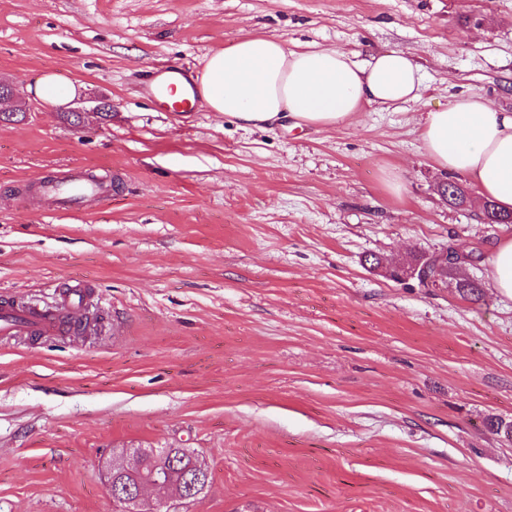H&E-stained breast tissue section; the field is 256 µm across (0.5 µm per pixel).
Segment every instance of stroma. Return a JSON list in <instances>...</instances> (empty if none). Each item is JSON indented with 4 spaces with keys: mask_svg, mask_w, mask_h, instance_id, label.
<instances>
[{
    "mask_svg": "<svg viewBox=\"0 0 512 512\" xmlns=\"http://www.w3.org/2000/svg\"><path fill=\"white\" fill-rule=\"evenodd\" d=\"M246 35L409 54L421 98L317 131L147 95L148 72ZM47 73L83 127L34 96ZM0 80L29 105L0 123V296L81 284L101 325L0 339V512H116L125 448L205 460L188 512H512V442L485 425L512 421V299L489 264L512 224L479 219L468 175L450 207L420 134L463 95L512 112V0H0ZM89 175L119 188L76 212L39 191ZM451 247L478 252L457 273L480 300L388 275Z\"/></svg>",
    "mask_w": 512,
    "mask_h": 512,
    "instance_id": "1",
    "label": "stroma"
}]
</instances>
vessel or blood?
<instances>
[{"instance_id":"b4317fda","label":"vessel or blood","mask_w":512,"mask_h":512,"mask_svg":"<svg viewBox=\"0 0 512 512\" xmlns=\"http://www.w3.org/2000/svg\"><path fill=\"white\" fill-rule=\"evenodd\" d=\"M183 72L178 67H170L156 74L147 92L160 99L168 111L184 114L197 111L200 97L196 86L185 85ZM47 194L59 198L68 208H79L89 196L99 194V185L88 182H73L69 185L47 184ZM88 297L75 287L53 303L14 301L0 306V337H39L60 336L75 332L88 335L93 331L92 324L85 321Z\"/></svg>"}]
</instances>
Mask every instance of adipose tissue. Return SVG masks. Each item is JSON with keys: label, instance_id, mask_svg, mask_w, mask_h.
Returning <instances> with one entry per match:
<instances>
[{"label": "adipose tissue", "instance_id": "adipose-tissue-1", "mask_svg": "<svg viewBox=\"0 0 512 512\" xmlns=\"http://www.w3.org/2000/svg\"><path fill=\"white\" fill-rule=\"evenodd\" d=\"M203 101L242 126L267 130L292 120L324 130L352 121L365 108L418 100L422 74L414 59L389 51L358 62L334 48L291 49L266 36H246L213 52L195 78ZM433 162L474 176L481 197L512 210V113L480 96L426 112L421 128Z\"/></svg>", "mask_w": 512, "mask_h": 512}]
</instances>
